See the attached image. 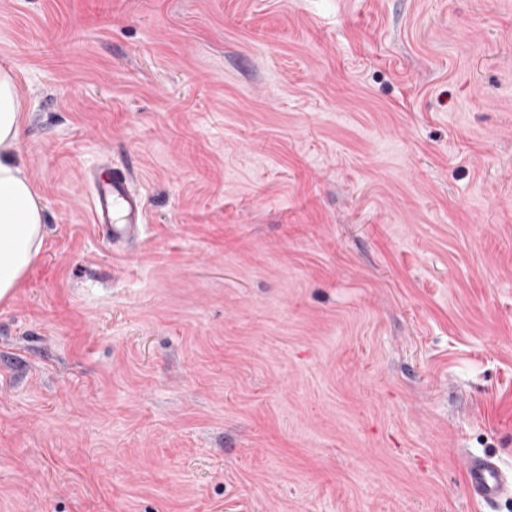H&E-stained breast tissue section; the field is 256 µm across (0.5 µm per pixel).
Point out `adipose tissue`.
<instances>
[{"label": "adipose tissue", "instance_id": "1", "mask_svg": "<svg viewBox=\"0 0 512 512\" xmlns=\"http://www.w3.org/2000/svg\"><path fill=\"white\" fill-rule=\"evenodd\" d=\"M23 122L11 65L0 64V301H10L40 255L44 239L42 199L19 160Z\"/></svg>", "mask_w": 512, "mask_h": 512}]
</instances>
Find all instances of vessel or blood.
Returning a JSON list of instances; mask_svg holds the SVG:
<instances>
[{"mask_svg": "<svg viewBox=\"0 0 512 512\" xmlns=\"http://www.w3.org/2000/svg\"><path fill=\"white\" fill-rule=\"evenodd\" d=\"M91 221L109 229L114 248H122L141 236L145 222L144 204L134 188L131 167L113 170L108 177H95L91 193ZM466 482L471 495L491 506L512 496V475L488 456H469Z\"/></svg>", "mask_w": 512, "mask_h": 512, "instance_id": "vessel-or-blood-1", "label": "vessel or blood"}]
</instances>
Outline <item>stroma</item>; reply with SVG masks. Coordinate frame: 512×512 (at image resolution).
<instances>
[{
	"instance_id": "1",
	"label": "stroma",
	"mask_w": 512,
	"mask_h": 512,
	"mask_svg": "<svg viewBox=\"0 0 512 512\" xmlns=\"http://www.w3.org/2000/svg\"><path fill=\"white\" fill-rule=\"evenodd\" d=\"M0 63V512H512V0H0ZM23 122L10 64H0V301H10L40 255L44 239L42 199L19 160ZM91 221L98 230L110 231L115 249L140 238L145 223L144 204L134 189L130 165L114 169L106 178L97 175L93 179ZM466 482L471 495L490 507L502 498L512 496V475L488 456H469L466 461Z\"/></svg>"
}]
</instances>
